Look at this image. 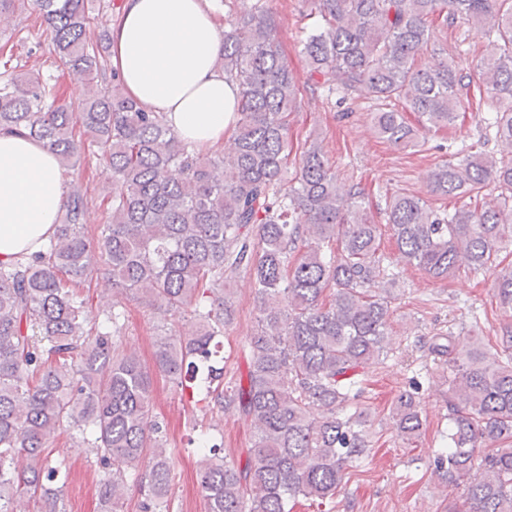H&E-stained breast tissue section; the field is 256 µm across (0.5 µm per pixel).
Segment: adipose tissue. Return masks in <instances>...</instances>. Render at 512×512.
<instances>
[{
	"instance_id": "obj_1",
	"label": "adipose tissue",
	"mask_w": 512,
	"mask_h": 512,
	"mask_svg": "<svg viewBox=\"0 0 512 512\" xmlns=\"http://www.w3.org/2000/svg\"><path fill=\"white\" fill-rule=\"evenodd\" d=\"M112 70L146 111L163 113L179 140L208 151L230 143L237 87L212 0H124L108 24ZM65 184L55 154L0 132V261L33 258L56 232Z\"/></svg>"
}]
</instances>
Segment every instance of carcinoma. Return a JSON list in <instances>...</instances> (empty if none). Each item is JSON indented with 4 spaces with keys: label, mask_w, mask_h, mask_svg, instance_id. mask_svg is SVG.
Listing matches in <instances>:
<instances>
[{
    "label": "carcinoma",
    "mask_w": 512,
    "mask_h": 512,
    "mask_svg": "<svg viewBox=\"0 0 512 512\" xmlns=\"http://www.w3.org/2000/svg\"><path fill=\"white\" fill-rule=\"evenodd\" d=\"M309 4L322 20L301 41L309 77L341 102L369 93L375 134L396 147L416 145L404 113L439 130L471 98V76L456 66H416L436 46V26L495 36L498 52L478 65L485 135L510 152L497 159L468 150L456 164L445 161L430 191L472 199L493 184L501 193L451 213L413 194L393 196L389 258L364 193L338 181L317 140L305 143L294 186L282 190L297 88L269 11L255 5L224 32L219 65L239 100L229 152L212 157L179 141L117 77L107 80L108 31L90 33L85 0H32L56 70L85 79L89 92L75 113L48 102L49 83L39 77L0 81V131L46 143L63 168L86 151L100 156L112 172L111 215L90 239L76 187L45 252L0 264V512H17L24 497L63 512L48 487L62 463L52 464L49 448L75 429L94 436L105 512H119L130 474L140 512H167L173 452L151 416L152 371L124 350L120 314L103 329L86 324L80 286L98 275H111L113 292L127 299L191 312L196 329L160 340L155 370L250 417L255 440L244 467L216 444L199 448L206 512H290L291 500L320 507L335 496L346 469L369 451L360 370L391 351L394 296L380 284L395 282L401 264L439 280L462 264L482 271L512 244V0ZM329 244L337 250L325 252ZM242 274L261 317L245 379L226 387L215 339L234 319L227 283ZM494 290L512 310V268L500 271ZM430 350L448 366L452 394L448 452L435 464L450 490L464 488L453 512H512V335L493 354L476 340L460 347L451 334L434 337ZM392 418L403 442L420 437L414 392L398 395ZM20 455L27 466L17 473Z\"/></svg>",
    "instance_id": "carcinoma-1"
}]
</instances>
